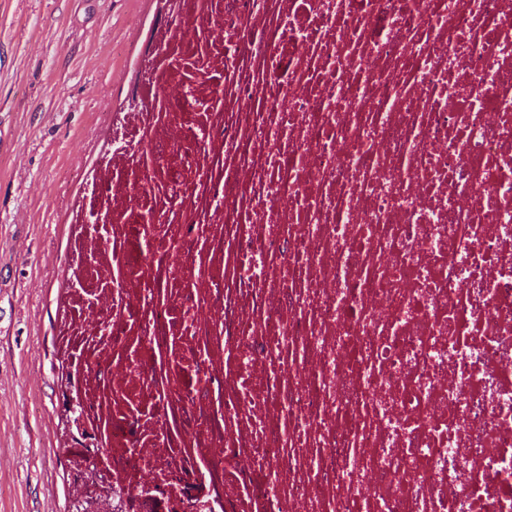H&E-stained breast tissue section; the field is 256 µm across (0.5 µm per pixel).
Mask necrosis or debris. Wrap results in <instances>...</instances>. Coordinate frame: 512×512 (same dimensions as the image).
<instances>
[{
  "label": "necrosis or debris",
  "mask_w": 512,
  "mask_h": 512,
  "mask_svg": "<svg viewBox=\"0 0 512 512\" xmlns=\"http://www.w3.org/2000/svg\"><path fill=\"white\" fill-rule=\"evenodd\" d=\"M163 3L71 204L76 453L127 512H512V0Z\"/></svg>",
  "instance_id": "obj_1"
}]
</instances>
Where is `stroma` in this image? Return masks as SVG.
Returning a JSON list of instances; mask_svg holds the SVG:
<instances>
[{
    "label": "stroma",
    "mask_w": 512,
    "mask_h": 512,
    "mask_svg": "<svg viewBox=\"0 0 512 512\" xmlns=\"http://www.w3.org/2000/svg\"><path fill=\"white\" fill-rule=\"evenodd\" d=\"M155 0H0V512H70L57 326L71 231Z\"/></svg>",
    "instance_id": "35a3bbf8"
}]
</instances>
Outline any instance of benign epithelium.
Wrapping results in <instances>:
<instances>
[{
    "mask_svg": "<svg viewBox=\"0 0 512 512\" xmlns=\"http://www.w3.org/2000/svg\"><path fill=\"white\" fill-rule=\"evenodd\" d=\"M68 436L84 428L81 407L75 400L64 410ZM75 510L73 512H124L126 497L112 487V480L100 470L88 455L74 458L70 462Z\"/></svg>",
    "mask_w": 512,
    "mask_h": 512,
    "instance_id": "obj_1",
    "label": "benign epithelium"
}]
</instances>
